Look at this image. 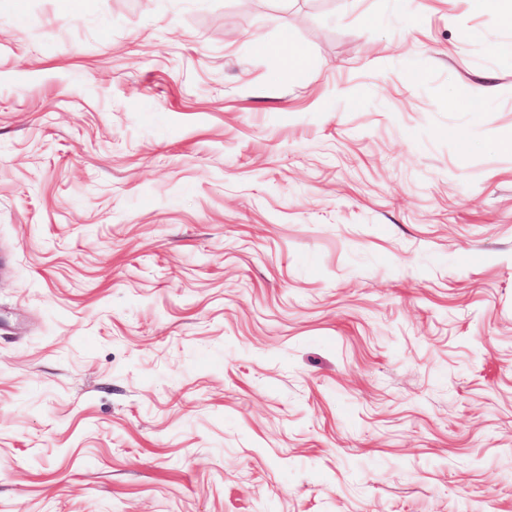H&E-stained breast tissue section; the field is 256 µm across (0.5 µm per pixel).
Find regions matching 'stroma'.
<instances>
[{
  "label": "stroma",
  "instance_id": "35a3bbf8",
  "mask_svg": "<svg viewBox=\"0 0 512 512\" xmlns=\"http://www.w3.org/2000/svg\"><path fill=\"white\" fill-rule=\"evenodd\" d=\"M510 134L475 0H0V512H512Z\"/></svg>",
  "mask_w": 512,
  "mask_h": 512
}]
</instances>
